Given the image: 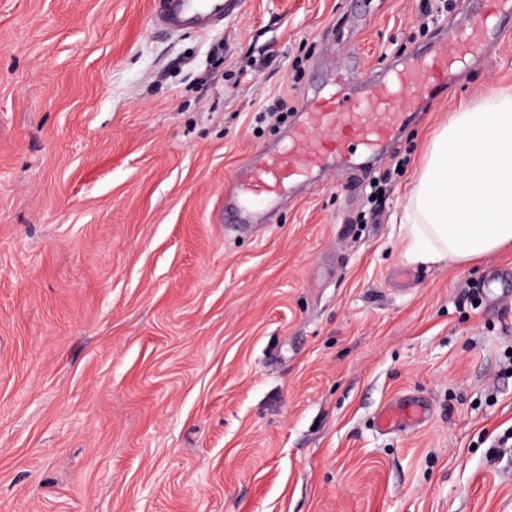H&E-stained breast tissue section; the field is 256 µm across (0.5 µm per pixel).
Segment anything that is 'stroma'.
<instances>
[{
    "mask_svg": "<svg viewBox=\"0 0 512 512\" xmlns=\"http://www.w3.org/2000/svg\"><path fill=\"white\" fill-rule=\"evenodd\" d=\"M154 7L0 0V512H512V249L412 264L400 231L434 126L512 87V36L373 169L220 220L276 98L512 16L238 0L171 35ZM407 398L425 419L380 430Z\"/></svg>",
    "mask_w": 512,
    "mask_h": 512,
    "instance_id": "stroma-1",
    "label": "stroma"
}]
</instances>
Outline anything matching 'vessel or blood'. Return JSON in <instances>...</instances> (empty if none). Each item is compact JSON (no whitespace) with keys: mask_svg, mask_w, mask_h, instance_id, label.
<instances>
[{"mask_svg":"<svg viewBox=\"0 0 512 512\" xmlns=\"http://www.w3.org/2000/svg\"><path fill=\"white\" fill-rule=\"evenodd\" d=\"M234 0H155L152 22L175 34L191 28L207 32L223 25ZM504 29L486 19L473 21L467 32L439 38L426 52L394 61L386 69L341 77L303 95L297 121L288 129L287 147L266 148L246 175L224 199V212L246 223L255 201L281 199L289 187L313 173L344 166L350 151L361 160L379 157L398 129L425 100L452 86L454 65L466 54L504 38ZM426 412L423 401L396 402L377 415L383 430L419 424Z\"/></svg>","mask_w":512,"mask_h":512,"instance_id":"vessel-or-blood-1","label":"vessel or blood"}]
</instances>
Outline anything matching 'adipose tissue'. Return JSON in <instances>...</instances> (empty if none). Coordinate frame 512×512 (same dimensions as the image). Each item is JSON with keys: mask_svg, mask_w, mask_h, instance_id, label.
<instances>
[{"mask_svg": "<svg viewBox=\"0 0 512 512\" xmlns=\"http://www.w3.org/2000/svg\"><path fill=\"white\" fill-rule=\"evenodd\" d=\"M412 264L468 263L512 247V93L489 91L432 134L401 220Z\"/></svg>", "mask_w": 512, "mask_h": 512, "instance_id": "adipose-tissue-1", "label": "adipose tissue"}]
</instances>
